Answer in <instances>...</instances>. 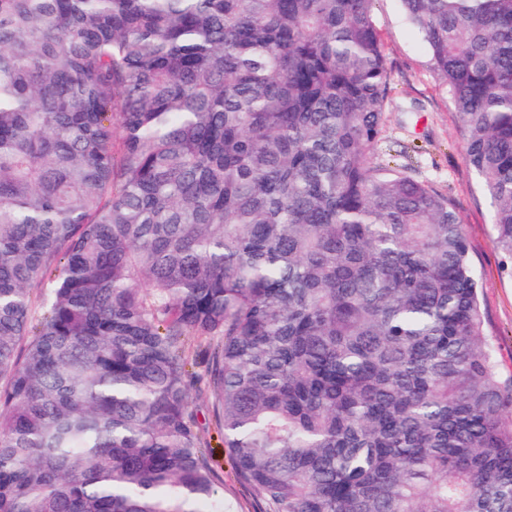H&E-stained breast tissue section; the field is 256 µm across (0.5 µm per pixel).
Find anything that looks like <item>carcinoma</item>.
Listing matches in <instances>:
<instances>
[{"label":"carcinoma","mask_w":512,"mask_h":512,"mask_svg":"<svg viewBox=\"0 0 512 512\" xmlns=\"http://www.w3.org/2000/svg\"><path fill=\"white\" fill-rule=\"evenodd\" d=\"M375 0H0V512H512L448 196L371 162ZM512 257V0H401ZM119 143H114V130ZM192 355L193 378L189 381L192 408L198 416V429L211 457L213 467L222 478L218 488L225 501L235 505L236 512H264L250 488L237 476L233 462L225 450L223 437L210 413L208 396L204 392V371L208 362V343L189 336Z\"/></svg>","instance_id":"carcinoma-1"}]
</instances>
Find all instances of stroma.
Masks as SVG:
<instances>
[{
	"label": "stroma",
	"mask_w": 512,
	"mask_h": 512,
	"mask_svg": "<svg viewBox=\"0 0 512 512\" xmlns=\"http://www.w3.org/2000/svg\"><path fill=\"white\" fill-rule=\"evenodd\" d=\"M372 20L384 48L391 93L383 140L375 160L394 155L412 168L416 178L447 192L453 200L469 244L470 259L482 283L485 328L492 338L503 373L512 372V260L498 249L491 226V206L465 160L464 139L455 111L425 62L423 46L406 21L400 0H375ZM193 377L189 382L192 408L200 436L219 487L235 512H264L250 488L237 476L223 437L210 413L204 391L208 344L191 342Z\"/></svg>",
	"instance_id": "obj_1"
}]
</instances>
